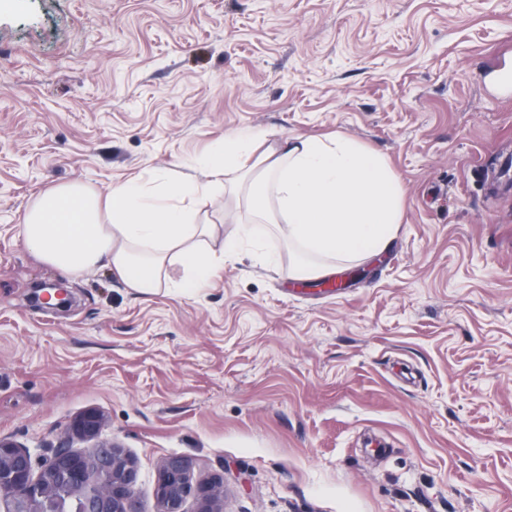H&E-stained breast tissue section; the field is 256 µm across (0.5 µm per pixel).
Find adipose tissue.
Instances as JSON below:
<instances>
[{
	"label": "adipose tissue",
	"instance_id": "ef3b65f1",
	"mask_svg": "<svg viewBox=\"0 0 512 512\" xmlns=\"http://www.w3.org/2000/svg\"><path fill=\"white\" fill-rule=\"evenodd\" d=\"M259 134L226 135L217 150L222 167L179 180L113 184L98 197L79 183L42 194L25 215L22 238L41 260L69 275L105 267L126 287L150 294L172 284L189 291L207 281L225 258L242 254L249 237L240 228L220 249L209 241L214 226L197 221L198 205L212 197L220 173L230 174L225 193H241L255 178L260 195L244 202L255 223L276 225L299 246L293 272L306 277L329 271L326 259L351 260L384 252L402 221L400 179L379 154L347 137H298L275 164L255 169ZM242 194V193H241ZM322 264H315V257ZM180 278H172L173 269Z\"/></svg>",
	"mask_w": 512,
	"mask_h": 512
}]
</instances>
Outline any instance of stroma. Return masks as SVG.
I'll list each match as a JSON object with an SVG mask.
<instances>
[{"instance_id": "35a3bbf8", "label": "stroma", "mask_w": 512, "mask_h": 512, "mask_svg": "<svg viewBox=\"0 0 512 512\" xmlns=\"http://www.w3.org/2000/svg\"><path fill=\"white\" fill-rule=\"evenodd\" d=\"M512 0H0V435L96 409L159 512L164 462L224 512H512ZM380 152L403 222L326 292L256 226L202 288L61 277L21 238L79 182L179 178L224 135ZM64 278L66 311L35 282Z\"/></svg>"}]
</instances>
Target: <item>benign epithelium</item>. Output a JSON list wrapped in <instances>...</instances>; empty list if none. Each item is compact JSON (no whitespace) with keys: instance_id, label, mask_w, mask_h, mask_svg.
Masks as SVG:
<instances>
[{"instance_id":"obj_1","label":"benign epithelium","mask_w":512,"mask_h":512,"mask_svg":"<svg viewBox=\"0 0 512 512\" xmlns=\"http://www.w3.org/2000/svg\"><path fill=\"white\" fill-rule=\"evenodd\" d=\"M34 288L42 306L53 298L58 309L72 301L62 282ZM103 427V414L88 409L71 421L67 437L94 440ZM135 480L133 460L110 441L99 442L91 455L63 445L49 457H34L29 449L0 436V512H140L133 494ZM156 496L160 512H184L190 496L197 512H223L224 479L195 483L190 462L172 457L159 470Z\"/></svg>"}]
</instances>
